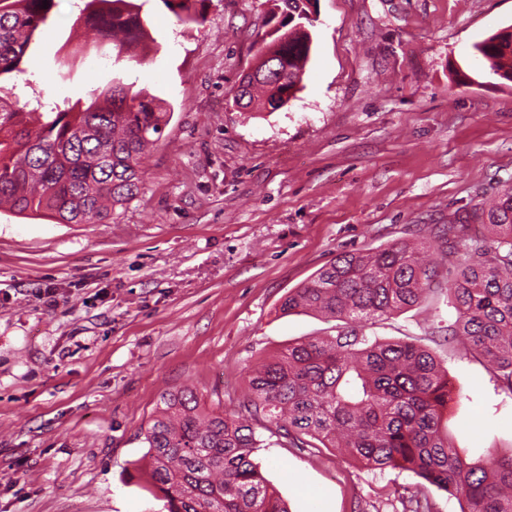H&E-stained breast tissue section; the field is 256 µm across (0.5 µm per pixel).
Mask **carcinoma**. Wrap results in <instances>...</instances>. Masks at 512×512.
I'll list each match as a JSON object with an SVG mask.
<instances>
[{
	"label": "carcinoma",
	"instance_id": "carcinoma-1",
	"mask_svg": "<svg viewBox=\"0 0 512 512\" xmlns=\"http://www.w3.org/2000/svg\"><path fill=\"white\" fill-rule=\"evenodd\" d=\"M47 8H42L43 2ZM204 0H161L182 23L201 18ZM284 18L260 47L254 71L234 100L247 112H273L299 90L310 58L312 0H280ZM55 0H0V76L24 75L34 33ZM84 26L133 54L149 38L132 0H87ZM490 74L512 82V28L473 45ZM25 112L0 97V207L58 224H96L135 198L142 160L162 136L164 101L114 81L64 109L38 103ZM430 234L464 251L446 286L455 321L444 341L468 340L501 387L512 393V188L489 207L477 203ZM435 276L418 244L341 253L300 287L280 311L315 312L341 321L336 335L288 346L252 370L249 415L263 414L297 448H337L370 469L422 479L410 512H434L425 485L465 499L463 512H512V452L463 459L442 427L451 390L430 351L408 341H373L365 325L417 305ZM144 431V470L166 512H288L253 460L263 440L244 416L206 410L189 388L162 395Z\"/></svg>",
	"mask_w": 512,
	"mask_h": 512
}]
</instances>
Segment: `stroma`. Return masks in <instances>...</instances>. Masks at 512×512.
<instances>
[{"instance_id": "stroma-1", "label": "stroma", "mask_w": 512, "mask_h": 512, "mask_svg": "<svg viewBox=\"0 0 512 512\" xmlns=\"http://www.w3.org/2000/svg\"><path fill=\"white\" fill-rule=\"evenodd\" d=\"M85 0L56 6L20 104L90 102L112 78L165 100L170 120L138 195L103 224L0 210V512H163L140 472L162 393L191 387L240 412L248 375L333 319L282 314L288 291L348 251L420 242L512 186V82L473 45L512 26V0H313L311 60L294 98L240 112L232 95L273 28L272 0H204L183 25L159 0L155 50L116 60L87 40ZM422 302L367 336L436 355L459 397L448 436L466 460L512 450V394L439 329L459 261L433 242ZM252 423L253 454L290 512H404L417 479Z\"/></svg>"}]
</instances>
